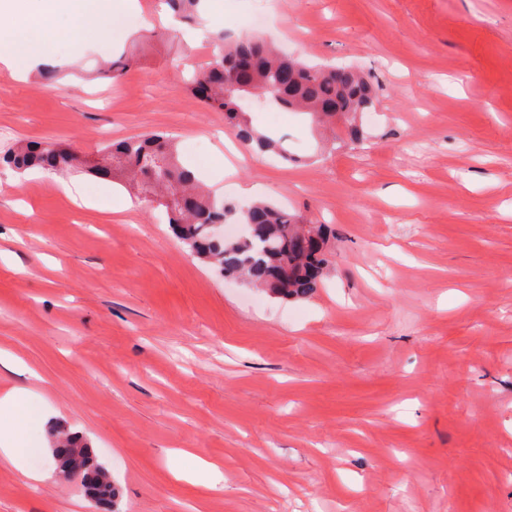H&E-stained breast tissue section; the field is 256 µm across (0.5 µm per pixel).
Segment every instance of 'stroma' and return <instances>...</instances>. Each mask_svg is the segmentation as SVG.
Masks as SVG:
<instances>
[{"label": "stroma", "mask_w": 512, "mask_h": 512, "mask_svg": "<svg viewBox=\"0 0 512 512\" xmlns=\"http://www.w3.org/2000/svg\"><path fill=\"white\" fill-rule=\"evenodd\" d=\"M156 2L60 82L0 71V148L89 158L165 133L216 195L331 224L335 262L284 302L192 257L120 184L0 166V394L81 431L116 512H512V0H212L190 23ZM222 30L357 69L377 94L361 141L254 106L292 159L248 152L185 86ZM123 55L119 79L96 74ZM83 497L0 464V512Z\"/></svg>", "instance_id": "stroma-1"}]
</instances>
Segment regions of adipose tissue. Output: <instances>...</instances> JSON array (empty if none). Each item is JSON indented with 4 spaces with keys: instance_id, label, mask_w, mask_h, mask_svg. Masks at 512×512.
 I'll return each instance as SVG.
<instances>
[{
    "instance_id": "adipose-tissue-1",
    "label": "adipose tissue",
    "mask_w": 512,
    "mask_h": 512,
    "mask_svg": "<svg viewBox=\"0 0 512 512\" xmlns=\"http://www.w3.org/2000/svg\"><path fill=\"white\" fill-rule=\"evenodd\" d=\"M20 7L17 0H0V65L12 76L26 77L55 57V41L65 38L70 44L69 59L75 60L85 49L103 37L116 19L112 0H28ZM9 422L0 432V457L21 470L29 481H45V469L24 466L29 443L22 437L30 424H45V417L31 408L27 392L15 388L0 397Z\"/></svg>"
}]
</instances>
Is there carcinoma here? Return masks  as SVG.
Returning a JSON list of instances; mask_svg holds the SVG:
<instances>
[{
    "label": "carcinoma",
    "instance_id": "cac0c4a2",
    "mask_svg": "<svg viewBox=\"0 0 512 512\" xmlns=\"http://www.w3.org/2000/svg\"><path fill=\"white\" fill-rule=\"evenodd\" d=\"M201 2L168 0L175 12L191 20L199 18ZM211 42L212 61L188 82L187 89L206 109L224 112L226 123L255 151L288 158L282 139L258 130L248 119L242 102L251 98L283 112L308 114L317 124H332L342 117L350 139L362 138L356 114L373 107L374 94L355 69L309 66L256 35L220 33ZM0 163L20 171H60L85 161L70 147L20 140L0 151ZM87 171L132 186L148 204L163 206L171 230L195 257L222 277L264 290L272 298H308L331 267L328 225L305 222L299 214L270 202L242 209L233 202L217 201L181 164L176 142L163 133L108 143ZM229 223L246 225L248 233L226 239L216 232ZM54 446L67 453L79 449L86 456L91 451L79 436L63 429ZM98 466L95 462L92 471L83 472L81 486L87 498L99 495L103 503L111 504L115 487L101 479Z\"/></svg>",
    "mask_w": 512,
    "mask_h": 512
}]
</instances>
